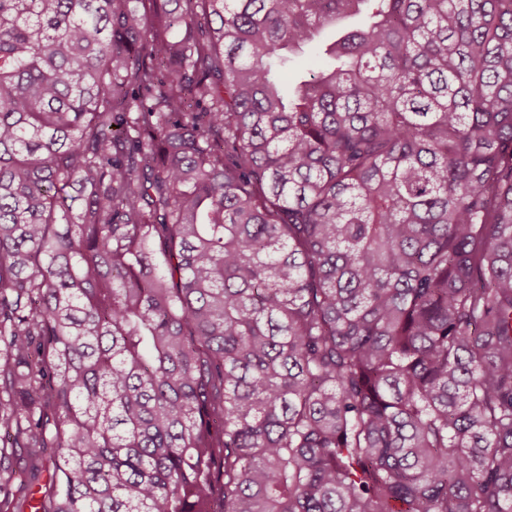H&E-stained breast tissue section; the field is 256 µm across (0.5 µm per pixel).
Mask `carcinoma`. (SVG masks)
Segmentation results:
<instances>
[{"instance_id":"carcinoma-1","label":"carcinoma","mask_w":512,"mask_h":512,"mask_svg":"<svg viewBox=\"0 0 512 512\" xmlns=\"http://www.w3.org/2000/svg\"><path fill=\"white\" fill-rule=\"evenodd\" d=\"M0 430V512H512V0H0Z\"/></svg>"}]
</instances>
